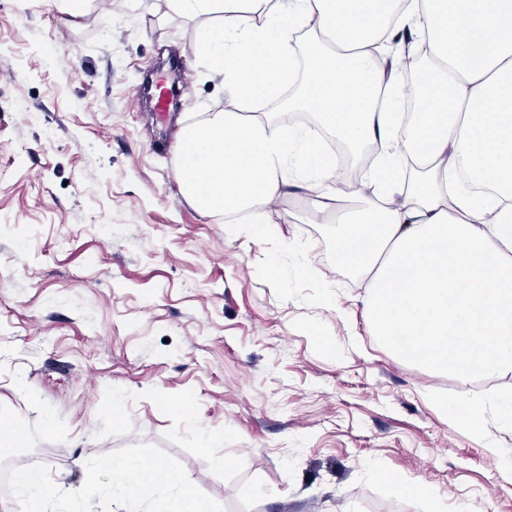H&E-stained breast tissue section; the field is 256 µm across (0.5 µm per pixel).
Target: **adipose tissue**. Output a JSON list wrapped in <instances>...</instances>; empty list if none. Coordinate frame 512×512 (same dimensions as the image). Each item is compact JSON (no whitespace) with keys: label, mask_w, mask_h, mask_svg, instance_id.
Segmentation results:
<instances>
[{"label":"adipose tissue","mask_w":512,"mask_h":512,"mask_svg":"<svg viewBox=\"0 0 512 512\" xmlns=\"http://www.w3.org/2000/svg\"><path fill=\"white\" fill-rule=\"evenodd\" d=\"M203 17L196 54L225 104L182 125L181 193L202 215L267 235L296 194L336 223L374 332L399 359L461 384L512 374V0H169ZM428 65L410 133L404 72ZM304 112L344 147L380 145L349 197L336 157L278 118ZM104 456L112 502L176 490L175 512H220L178 471Z\"/></svg>","instance_id":"obj_1"}]
</instances>
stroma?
I'll return each instance as SVG.
<instances>
[{
	"label": "stroma",
	"mask_w": 512,
	"mask_h": 512,
	"mask_svg": "<svg viewBox=\"0 0 512 512\" xmlns=\"http://www.w3.org/2000/svg\"><path fill=\"white\" fill-rule=\"evenodd\" d=\"M82 9L0 0V416L50 449L48 481L66 473L44 512H113L105 455L171 467L222 512H512V432L433 403L510 396L512 375L464 387L394 357L366 281L297 201L260 243L202 216L171 155L178 114L225 103L201 20L167 0ZM167 58L179 110L143 111Z\"/></svg>",
	"instance_id": "1"
}]
</instances>
